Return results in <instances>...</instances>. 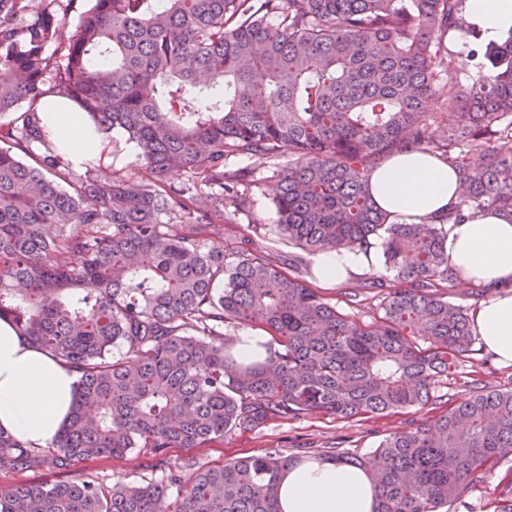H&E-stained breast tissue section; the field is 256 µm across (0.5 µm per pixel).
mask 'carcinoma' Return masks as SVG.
Instances as JSON below:
<instances>
[{"label": "carcinoma", "mask_w": 512, "mask_h": 512, "mask_svg": "<svg viewBox=\"0 0 512 512\" xmlns=\"http://www.w3.org/2000/svg\"><path fill=\"white\" fill-rule=\"evenodd\" d=\"M464 3L93 0L73 25L63 0H0V318L78 373L49 446L0 431V471L67 474L91 457H162L274 420L434 402L437 378L475 341L468 309L448 300L445 226L512 213V156L488 145L512 138V31L489 45L492 68L446 102L452 133L424 111L455 77L448 33ZM202 75L222 97H206ZM50 83L94 129L136 143L140 176L77 175L36 151ZM414 151L454 165L463 192L428 224L390 223L369 176ZM284 153L276 230L310 253L377 242L398 287L374 323L261 254H224L226 208L247 202L226 162ZM226 323L269 340L242 361ZM510 456L512 390H479L370 459H324L368 474L374 512H440ZM297 462L271 448L213 466L189 457L161 481L20 483L0 489V512H281L279 479ZM494 494L493 512H512V479Z\"/></svg>", "instance_id": "obj_1"}]
</instances>
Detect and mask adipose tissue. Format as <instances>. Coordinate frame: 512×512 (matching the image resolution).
I'll list each match as a JSON object with an SVG mask.
<instances>
[{"instance_id":"adipose-tissue-1","label":"adipose tissue","mask_w":512,"mask_h":512,"mask_svg":"<svg viewBox=\"0 0 512 512\" xmlns=\"http://www.w3.org/2000/svg\"><path fill=\"white\" fill-rule=\"evenodd\" d=\"M465 19L487 40L512 30V0H467ZM43 123L56 145L78 163L100 146L74 109L47 112ZM373 201L390 222L420 224L447 213L462 187L456 169L421 152L400 153L376 168L369 180ZM448 257L461 284L489 288L471 312L473 332L503 364L512 365V216L488 209L446 226ZM321 280L340 283L378 270V249L316 254ZM77 373L19 336L0 319V430L33 446L47 447L73 405ZM375 493L363 470L331 460L303 461L286 472L279 487L281 512H373Z\"/></svg>"}]
</instances>
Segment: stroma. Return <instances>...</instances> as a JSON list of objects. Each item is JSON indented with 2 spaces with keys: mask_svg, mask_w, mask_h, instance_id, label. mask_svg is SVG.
<instances>
[{
  "mask_svg": "<svg viewBox=\"0 0 512 512\" xmlns=\"http://www.w3.org/2000/svg\"><path fill=\"white\" fill-rule=\"evenodd\" d=\"M488 46L483 35L465 34L459 44L453 45L457 75L447 83L440 95L428 100L426 109L434 116H441L446 99L466 91L478 71L486 69L488 61L485 51ZM287 157H280L278 164H258L247 158H234L231 169L246 171L245 182L247 204L231 213L224 221L222 243L225 253L248 247L280 263L282 267H295L297 275L307 282L332 305L360 322L373 323L378 313V303L385 290L394 288L391 273L386 269L352 276L341 283L320 281L314 272L312 254L301 253L287 236L275 233L273 226L278 215L273 204L276 187V167L287 164ZM474 373L485 389L512 390V365L502 364L482 342H475L467 361L463 362L460 374L440 378L435 392L446 395V403L438 404V411L455 407L469 399L474 390L466 383V373ZM427 410L391 412L340 421L328 415H312L301 420H278L266 424L251 433L226 435L224 440L201 448L169 449L166 457L134 450L121 458L93 457L80 465V477H96L106 483H138L165 477L169 469L182 458L194 456L211 465L249 456L269 448H282L288 454L310 459L341 448L361 454H369L380 441L390 434L412 427L427 417ZM512 474V461L502 462L487 477L471 482L462 491L460 498L443 508L442 512H489L488 502L494 498L495 485Z\"/></svg>",
  "mask_w": 512,
  "mask_h": 512,
  "instance_id": "1",
  "label": "stroma"
}]
</instances>
